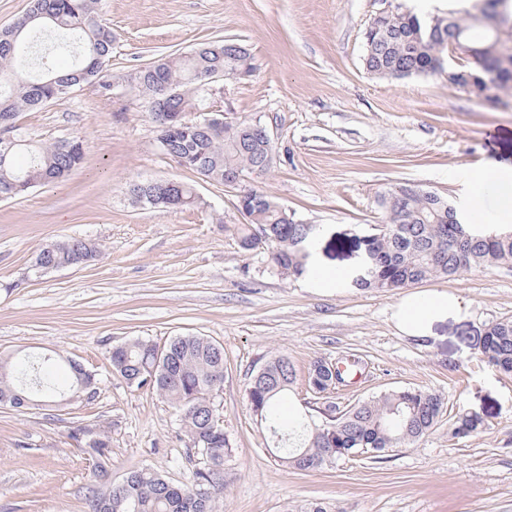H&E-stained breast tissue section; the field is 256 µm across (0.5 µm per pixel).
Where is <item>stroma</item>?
Returning <instances> with one entry per match:
<instances>
[{"mask_svg":"<svg viewBox=\"0 0 512 512\" xmlns=\"http://www.w3.org/2000/svg\"><path fill=\"white\" fill-rule=\"evenodd\" d=\"M95 8L115 38L103 72L18 117L25 137L81 138L85 157L65 181L0 200V356L50 358L64 389L77 361L95 374L96 393L0 404V512H90L94 496L140 468L187 483L201 455L174 410L111 364L125 341L162 345L183 335L224 348L219 402L234 453L224 466L223 512H305L312 502L328 512H512V376L478 350L490 324L512 319V264L416 284L461 305L424 336L397 326L403 291L357 284L389 187L435 191L468 223L496 225V196L472 177L491 165L512 169V93L492 107L444 74L394 79L363 63L365 28L378 12L443 14L448 0H97ZM224 39L249 50L253 71L216 82L214 104L261 122L273 145L268 170L246 186L315 226L308 263L342 269L343 288L282 277L265 255L240 250L229 227L246 221L237 209L242 188L179 167L159 147L134 74ZM169 179L190 185L195 204L160 212L127 191L133 181ZM478 192L479 214L471 203ZM73 237L96 243L99 257L33 274L40 248ZM347 354L366 371L334 391V402L414 387L441 396L442 417L379 459L312 471L283 465L247 404L252 377L287 356L296 383L281 409L293 415L307 409L311 366ZM462 414L478 415L482 429L456 436ZM102 435L104 455H89L86 441Z\"/></svg>","mask_w":512,"mask_h":512,"instance_id":"stroma-1","label":"stroma"}]
</instances>
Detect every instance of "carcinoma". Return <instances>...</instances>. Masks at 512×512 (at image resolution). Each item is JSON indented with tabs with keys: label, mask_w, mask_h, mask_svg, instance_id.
<instances>
[{
	"label": "carcinoma",
	"mask_w": 512,
	"mask_h": 512,
	"mask_svg": "<svg viewBox=\"0 0 512 512\" xmlns=\"http://www.w3.org/2000/svg\"><path fill=\"white\" fill-rule=\"evenodd\" d=\"M95 0H30V8L11 27L0 31V136H12L8 154L0 148V197H14L32 188L66 178L83 160L79 140L57 143L29 142L15 125L18 113L62 99L75 87L89 82L102 71L112 54V32L93 8ZM53 28L75 36L80 63L57 70L44 62L47 72L27 78L30 55L20 50L29 31ZM479 44L483 65L506 74L500 91L512 89V8L509 0H489L484 17L450 11L446 15L420 16L396 11L386 14L365 36L368 70L382 77L402 79L436 71L448 59L453 38ZM252 70L250 56L242 44L232 40L210 41L194 49L191 56L159 61L142 70L137 83L150 100L157 140L170 139L180 166L209 179L223 181L226 173H245L262 153L255 138V123L198 133L185 126L171 134L166 114L185 112L206 102L202 78L224 72L240 79ZM25 155L22 165L17 157ZM248 224H237L233 236L246 252L266 254L281 276L299 277L307 272V252L299 238L305 225L268 195L250 189ZM196 202L193 189L180 184L170 192L161 187L144 195L143 205L165 211ZM384 221L376 225L371 239L374 255L361 286L380 292H395L432 278H447L474 267L512 263V232H499L477 224L448 223V199L434 191L404 184L395 186L379 200ZM99 255L98 247L70 238L43 246L35 258L60 264L78 259L88 264ZM214 342L203 336L172 338L159 354L157 345L145 338L128 341L112 352V369L127 384L152 386L178 414L193 447L203 461L188 485L166 481L149 468L129 472L119 484L92 500V512H221L224 498V462L233 448L224 437V424L209 419L216 407L212 392L224 381V356L213 350ZM483 361L512 374V320L493 323L481 337ZM72 393L89 394L94 376L73 363ZM260 371L273 384L251 381L249 408L265 424L279 452V460L294 469L317 470L339 459L363 454L375 457L409 445L426 435L437 423L444 402L438 394L422 389L399 388L379 397L340 408L336 403L321 411L316 420L306 413L283 417L279 402L293 388L296 374L286 356L268 360ZM313 393L325 396L336 384L323 377L318 365L309 372ZM57 384L46 360L20 356L0 360V403L21 408L39 395L50 399ZM481 419L462 415L455 421V435L467 437L479 430Z\"/></svg>",
	"instance_id": "1"
}]
</instances>
